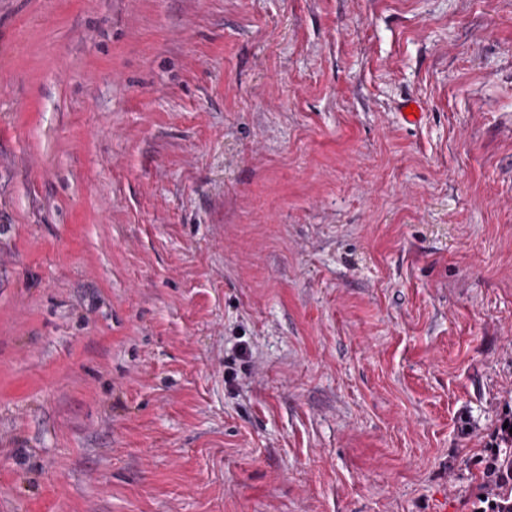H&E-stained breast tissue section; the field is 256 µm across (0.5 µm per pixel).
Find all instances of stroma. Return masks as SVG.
Returning a JSON list of instances; mask_svg holds the SVG:
<instances>
[{
	"label": "stroma",
	"mask_w": 512,
	"mask_h": 512,
	"mask_svg": "<svg viewBox=\"0 0 512 512\" xmlns=\"http://www.w3.org/2000/svg\"><path fill=\"white\" fill-rule=\"evenodd\" d=\"M511 408L512 0H0V512H472Z\"/></svg>",
	"instance_id": "obj_1"
}]
</instances>
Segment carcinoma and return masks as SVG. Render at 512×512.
<instances>
[{"label":"carcinoma","mask_w":512,"mask_h":512,"mask_svg":"<svg viewBox=\"0 0 512 512\" xmlns=\"http://www.w3.org/2000/svg\"><path fill=\"white\" fill-rule=\"evenodd\" d=\"M479 494L478 509L482 512H512V410L500 419L493 434Z\"/></svg>","instance_id":"cac0c4a2"}]
</instances>
